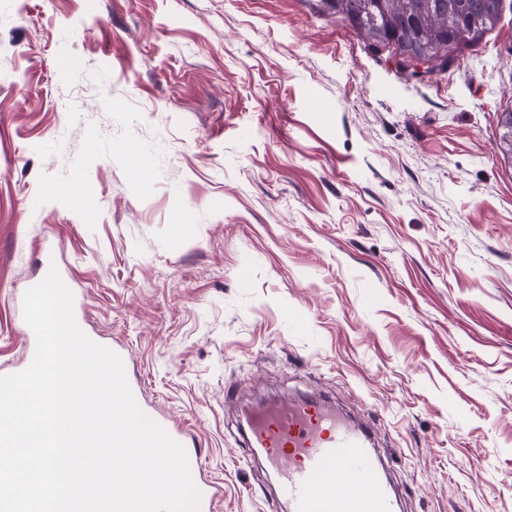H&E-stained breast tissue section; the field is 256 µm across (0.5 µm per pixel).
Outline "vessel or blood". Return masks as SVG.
<instances>
[{
    "mask_svg": "<svg viewBox=\"0 0 512 512\" xmlns=\"http://www.w3.org/2000/svg\"><path fill=\"white\" fill-rule=\"evenodd\" d=\"M243 443L277 473L282 512H399L371 433L330 400L282 401L248 423Z\"/></svg>",
    "mask_w": 512,
    "mask_h": 512,
    "instance_id": "b4317fda",
    "label": "vessel or blood"
}]
</instances>
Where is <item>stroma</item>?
Segmentation results:
<instances>
[{"mask_svg": "<svg viewBox=\"0 0 512 512\" xmlns=\"http://www.w3.org/2000/svg\"><path fill=\"white\" fill-rule=\"evenodd\" d=\"M507 108L512 0L415 76L320 0H0V372L49 253L217 512H273L269 390L368 423L401 512H512Z\"/></svg>", "mask_w": 512, "mask_h": 512, "instance_id": "stroma-1", "label": "stroma"}]
</instances>
